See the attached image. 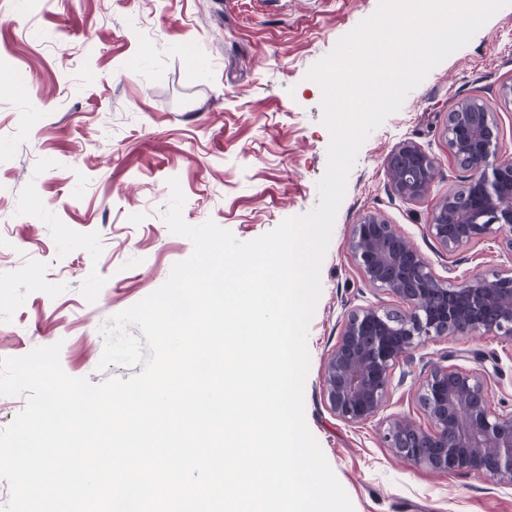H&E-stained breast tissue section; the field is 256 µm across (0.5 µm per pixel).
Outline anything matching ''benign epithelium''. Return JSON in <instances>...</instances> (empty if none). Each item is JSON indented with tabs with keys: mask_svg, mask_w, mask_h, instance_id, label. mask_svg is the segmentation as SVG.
Listing matches in <instances>:
<instances>
[{
	"mask_svg": "<svg viewBox=\"0 0 512 512\" xmlns=\"http://www.w3.org/2000/svg\"><path fill=\"white\" fill-rule=\"evenodd\" d=\"M443 136L457 166L469 172L437 202L425 224L444 251L493 239L512 254V156L500 155L496 113L472 98L455 103ZM394 194L417 201L437 177L435 159L404 140L387 159ZM348 248L366 281L400 306H360L345 319L324 363L322 386L336 417L364 424L387 408L393 370L427 341L456 336L512 339V267L465 279L442 277L379 213L361 214ZM489 372L436 364L425 372L418 403L421 427L405 417L382 420V438L396 458L445 473L474 472L512 486V408L495 409Z\"/></svg>",
	"mask_w": 512,
	"mask_h": 512,
	"instance_id": "1",
	"label": "benign epithelium"
}]
</instances>
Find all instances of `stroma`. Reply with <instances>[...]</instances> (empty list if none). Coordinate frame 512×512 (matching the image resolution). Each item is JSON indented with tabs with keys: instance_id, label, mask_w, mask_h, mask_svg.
<instances>
[{
	"instance_id": "obj_1",
	"label": "stroma",
	"mask_w": 512,
	"mask_h": 512,
	"mask_svg": "<svg viewBox=\"0 0 512 512\" xmlns=\"http://www.w3.org/2000/svg\"><path fill=\"white\" fill-rule=\"evenodd\" d=\"M378 0H0V361L60 344L63 370L99 384L141 366L99 368L101 328L168 278L191 241L170 233L169 178L188 224L214 221L250 241L318 204L330 134L306 74ZM512 5L437 65L360 148L322 262L310 323L305 417L354 512H512V486L396 460L379 421L344 422L323 394L324 362L349 310L396 301L367 284L347 240L360 213L398 226L437 274L450 256L425 233L461 184L443 136L451 106L478 96L512 155ZM405 139L436 161L420 201L390 189ZM466 278L512 264L493 241L456 252ZM487 369L493 406H512V340L428 341L395 369L388 414L422 415L426 367Z\"/></svg>"
}]
</instances>
